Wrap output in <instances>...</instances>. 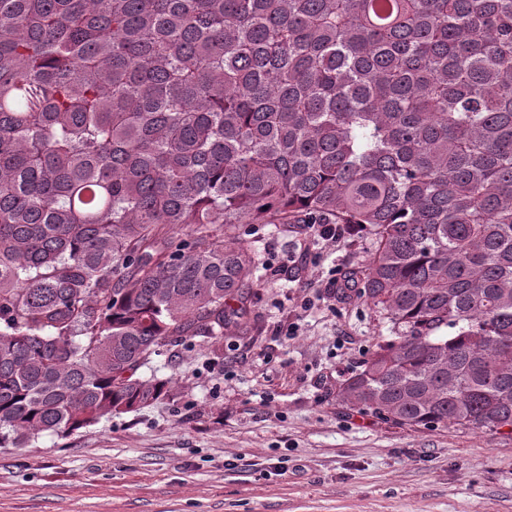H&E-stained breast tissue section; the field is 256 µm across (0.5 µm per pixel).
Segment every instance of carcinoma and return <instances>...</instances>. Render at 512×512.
<instances>
[{
    "label": "carcinoma",
    "mask_w": 512,
    "mask_h": 512,
    "mask_svg": "<svg viewBox=\"0 0 512 512\" xmlns=\"http://www.w3.org/2000/svg\"><path fill=\"white\" fill-rule=\"evenodd\" d=\"M243 224L368 238L345 405L512 428V0H0V448L252 332Z\"/></svg>",
    "instance_id": "obj_1"
}]
</instances>
